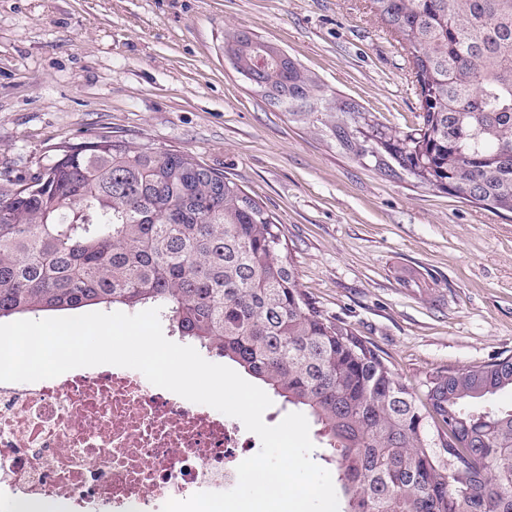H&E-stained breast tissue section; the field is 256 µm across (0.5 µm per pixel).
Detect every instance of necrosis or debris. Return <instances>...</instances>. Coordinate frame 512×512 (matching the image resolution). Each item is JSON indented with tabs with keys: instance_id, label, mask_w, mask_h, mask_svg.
<instances>
[{
	"instance_id": "4bbe7bcc",
	"label": "necrosis or debris",
	"mask_w": 512,
	"mask_h": 512,
	"mask_svg": "<svg viewBox=\"0 0 512 512\" xmlns=\"http://www.w3.org/2000/svg\"><path fill=\"white\" fill-rule=\"evenodd\" d=\"M251 446L233 420L123 367L0 382V493L13 512H161L236 485Z\"/></svg>"
}]
</instances>
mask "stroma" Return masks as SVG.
<instances>
[{
  "instance_id": "stroma-1",
  "label": "stroma",
  "mask_w": 512,
  "mask_h": 512,
  "mask_svg": "<svg viewBox=\"0 0 512 512\" xmlns=\"http://www.w3.org/2000/svg\"><path fill=\"white\" fill-rule=\"evenodd\" d=\"M247 31L398 132L410 55L370 0H0V182L105 131L193 155L272 214L301 290L423 391L512 356V217L382 175L238 73Z\"/></svg>"
}]
</instances>
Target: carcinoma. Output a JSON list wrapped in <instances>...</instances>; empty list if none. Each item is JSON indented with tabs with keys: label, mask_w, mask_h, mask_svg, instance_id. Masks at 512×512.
Wrapping results in <instances>:
<instances>
[{
	"label": "carcinoma",
	"mask_w": 512,
	"mask_h": 512,
	"mask_svg": "<svg viewBox=\"0 0 512 512\" xmlns=\"http://www.w3.org/2000/svg\"><path fill=\"white\" fill-rule=\"evenodd\" d=\"M407 49L418 127L394 132L256 41L254 84L388 176L512 214V0H370ZM278 224L195 157L108 131L0 185V319L160 308L321 426L339 512H512V357L444 370L418 395L371 342L298 287Z\"/></svg>",
	"instance_id": "obj_1"
}]
</instances>
